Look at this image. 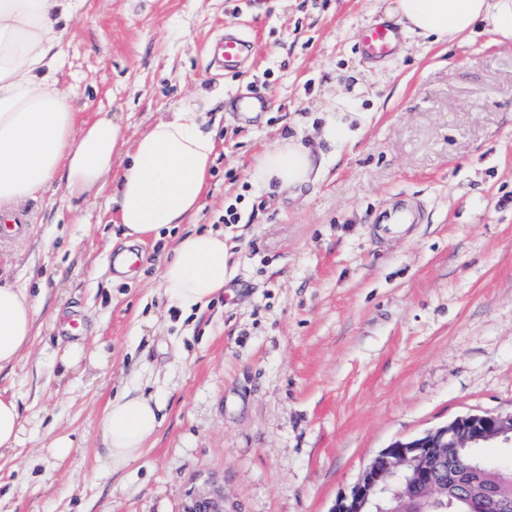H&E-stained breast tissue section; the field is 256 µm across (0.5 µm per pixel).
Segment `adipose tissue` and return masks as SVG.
<instances>
[{
  "instance_id": "obj_1",
  "label": "adipose tissue",
  "mask_w": 512,
  "mask_h": 512,
  "mask_svg": "<svg viewBox=\"0 0 512 512\" xmlns=\"http://www.w3.org/2000/svg\"><path fill=\"white\" fill-rule=\"evenodd\" d=\"M77 0H0V212L17 211L53 186L72 202L107 194L127 245L185 232L166 249L159 279L167 301L190 312L220 295L236 274L221 232L188 229L208 192L216 157L214 132L183 106L137 136L108 112L78 122L58 85L59 57ZM403 32L431 42L468 37L476 27L512 44V0H396ZM321 167L300 137L286 136L259 153L249 170L259 189L292 191ZM44 292L0 273V370L8 369L35 334ZM159 405L128 391L108 403L102 424L112 471L139 459L155 436Z\"/></svg>"
}]
</instances>
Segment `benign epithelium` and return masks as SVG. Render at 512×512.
<instances>
[{"label":"benign epithelium","mask_w":512,"mask_h":512,"mask_svg":"<svg viewBox=\"0 0 512 512\" xmlns=\"http://www.w3.org/2000/svg\"><path fill=\"white\" fill-rule=\"evenodd\" d=\"M500 439L512 443V412L467 414L382 449L359 479L335 501L331 512H403L412 500L417 512H512V471H493L492 484L459 492L458 478L486 466L479 449ZM181 512H224V484L209 478Z\"/></svg>","instance_id":"1"}]
</instances>
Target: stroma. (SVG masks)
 I'll use <instances>...</instances> for the list:
<instances>
[{
    "mask_svg": "<svg viewBox=\"0 0 512 512\" xmlns=\"http://www.w3.org/2000/svg\"><path fill=\"white\" fill-rule=\"evenodd\" d=\"M390 6L79 0L58 73L79 121L109 112L138 134L182 105L204 112L218 153L192 222L223 232L237 275L184 314L160 296L159 245L116 271L125 243L105 198L75 205L57 188L27 201L0 266L46 300L0 373L22 415L17 448L0 454V512H180L210 477L225 512H331L394 441L512 411V46L482 31L402 38L369 61L361 33ZM227 29L254 44L240 75L212 63ZM253 87L269 111L231 112ZM340 98L361 118L338 150L319 132ZM296 133L323 156L320 177L292 195L255 190L256 154ZM398 197L425 221L380 234L375 217ZM231 205L239 223L224 221ZM75 340L106 368L62 375L58 352ZM124 389L157 401L161 425L114 473L101 422ZM58 436L69 455L49 449Z\"/></svg>",
    "mask_w": 512,
    "mask_h": 512,
    "instance_id": "obj_1",
    "label": "stroma"
}]
</instances>
